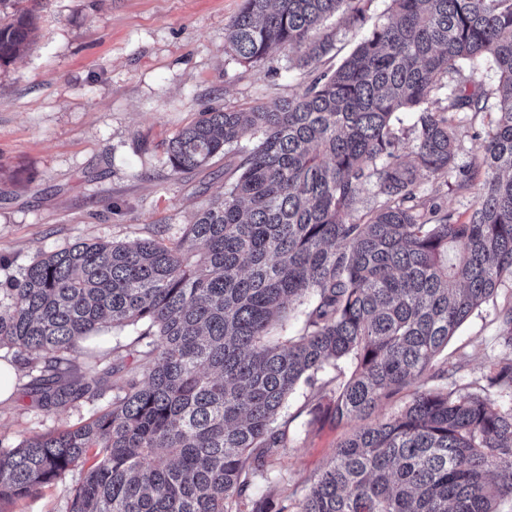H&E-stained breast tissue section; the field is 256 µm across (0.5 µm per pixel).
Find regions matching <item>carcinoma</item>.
I'll return each instance as SVG.
<instances>
[{"label": "carcinoma", "instance_id": "cac0c4a2", "mask_svg": "<svg viewBox=\"0 0 512 512\" xmlns=\"http://www.w3.org/2000/svg\"><path fill=\"white\" fill-rule=\"evenodd\" d=\"M372 0H241L225 32L241 62L296 53L305 86L273 107L206 106L166 146L171 171L234 148L231 182L175 237L78 242L42 255L0 288V347L35 352L31 393L49 410L112 393L89 420L0 448V512L73 469L68 512H498L512 498V407L480 392L424 387L448 338L512 280V0H390L387 21L323 68L340 12L362 25ZM37 16L0 14V66L27 51ZM499 73L497 118L481 162L453 166L454 114L484 112L464 66ZM455 76V85L442 83ZM446 91V105L432 94ZM418 112L414 159L393 128ZM248 145L243 146L241 142ZM483 175L467 222L419 194ZM379 198L355 216L363 188ZM313 295L303 334L270 332ZM487 385L512 390V301ZM134 326L139 368L112 390V364L81 351L101 328ZM351 366L349 375L324 378ZM310 387L313 421L352 426L317 479L288 498L249 493L286 447L278 419ZM414 387L399 411L380 406Z\"/></svg>", "mask_w": 512, "mask_h": 512}]
</instances>
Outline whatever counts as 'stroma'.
Wrapping results in <instances>:
<instances>
[{
  "mask_svg": "<svg viewBox=\"0 0 512 512\" xmlns=\"http://www.w3.org/2000/svg\"><path fill=\"white\" fill-rule=\"evenodd\" d=\"M241 0H25L40 16L27 53L0 67V282L18 275L38 255L77 242H136L159 231L179 235L184 224L226 184L224 157L205 169L173 174L166 142L206 106L230 110L272 106L298 93L302 72L287 52L256 63L238 62L225 47V29ZM389 0H373L366 24L347 29L339 17V56L348 55L368 26L383 21ZM495 112L468 113L457 129L455 166L480 162L483 134ZM455 220L465 221L479 189L452 191L440 180L421 184ZM512 298V280L477 308L448 343L449 363L461 364L457 386L486 388L498 405L512 395L487 388L484 375L499 354V309ZM11 398L0 400V445L88 419L94 403L52 411L34 402L23 356ZM311 391L300 387L282 413L288 443L265 474L251 475L255 496L304 493L332 455L342 429L311 425ZM66 478L12 512H67Z\"/></svg>",
  "mask_w": 512,
  "mask_h": 512,
  "instance_id": "stroma-1",
  "label": "stroma"
}]
</instances>
